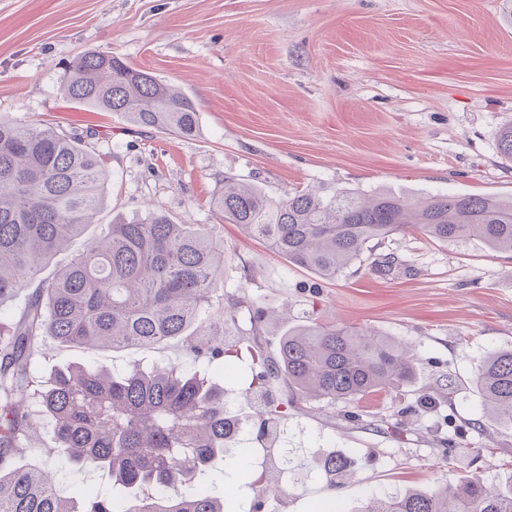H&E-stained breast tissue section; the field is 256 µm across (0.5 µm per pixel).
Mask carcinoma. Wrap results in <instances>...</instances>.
<instances>
[{"label": "carcinoma", "instance_id": "1", "mask_svg": "<svg viewBox=\"0 0 512 512\" xmlns=\"http://www.w3.org/2000/svg\"><path fill=\"white\" fill-rule=\"evenodd\" d=\"M58 93L127 123L189 138L199 130L195 103L175 86L103 51H87L64 69ZM108 180L103 158L84 137L55 126L0 116V306L30 286L39 268L95 223ZM213 210L257 237L288 262L325 280L339 278L370 245L410 227L439 241L477 238L512 252V197L440 194L412 199L391 190H296L274 198L230 177ZM224 279V240L217 224H178L153 211L117 219L84 253L40 283L14 327L0 325V512H224L215 463L224 484L288 494V472L305 461L284 447L294 399L268 402L257 436L271 465L256 469L255 448L228 453L250 417L229 411L224 388L191 369L134 363L124 371L103 364L35 371L37 344L94 351L150 350L182 337L197 359L235 357L240 343L218 321L203 330ZM252 327L273 310L237 298ZM252 374L244 397L274 377L295 399L351 400L411 381L418 358L406 343L315 319L289 327L277 356L248 344ZM474 383L492 422L512 429V348L490 352ZM37 402L49 418L50 452L112 475V494L60 495L50 473L9 466L17 454L45 448L28 421ZM349 458L325 456L322 470L350 472ZM359 512H512V485L503 490L478 476L460 485L402 496L374 493Z\"/></svg>", "mask_w": 512, "mask_h": 512}]
</instances>
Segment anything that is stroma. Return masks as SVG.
I'll use <instances>...</instances> for the list:
<instances>
[{
	"mask_svg": "<svg viewBox=\"0 0 512 512\" xmlns=\"http://www.w3.org/2000/svg\"><path fill=\"white\" fill-rule=\"evenodd\" d=\"M505 0H0V115L90 133L109 173L97 224L43 268L52 277L113 217L151 211L179 224H221L224 297L289 307L412 344L411 383L350 401H298L288 445L308 466L263 512H357L379 490L404 494L478 475L512 484V429L485 416L474 375L512 348V253L480 241L438 242L416 229L386 238L336 280L289 263L210 200L225 177L270 195L316 188H387L512 197V160L498 150L512 125V23ZM107 51L173 83L195 103L199 134L141 129L67 102L64 65ZM392 269L373 271L384 256ZM123 367L197 368L227 389L246 387L238 360L195 362L183 340L150 350L43 346L38 374L89 358ZM347 456L356 472L327 489L321 461ZM18 467L55 471L59 492L111 490L109 473L52 454Z\"/></svg>",
	"mask_w": 512,
	"mask_h": 512,
	"instance_id": "obj_1",
	"label": "stroma"
}]
</instances>
